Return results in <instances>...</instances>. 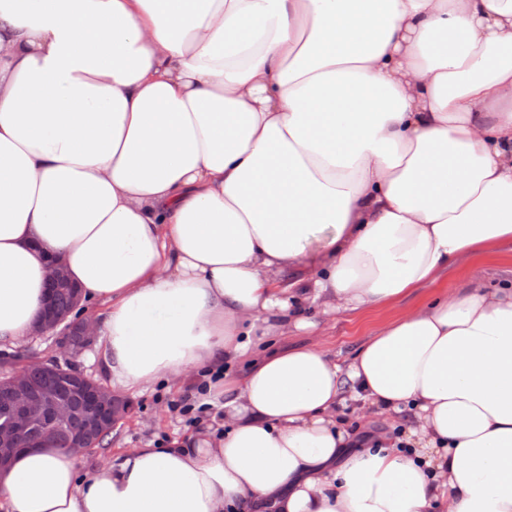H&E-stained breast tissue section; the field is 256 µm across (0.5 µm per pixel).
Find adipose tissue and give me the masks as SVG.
<instances>
[{
  "instance_id": "adipose-tissue-1",
  "label": "adipose tissue",
  "mask_w": 512,
  "mask_h": 512,
  "mask_svg": "<svg viewBox=\"0 0 512 512\" xmlns=\"http://www.w3.org/2000/svg\"><path fill=\"white\" fill-rule=\"evenodd\" d=\"M504 244L512 0H0V346L58 257L113 386L192 375L224 408L88 470L23 452L0 512H512V285L345 365L251 358ZM349 393L401 434L349 432Z\"/></svg>"
}]
</instances>
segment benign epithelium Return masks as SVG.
I'll use <instances>...</instances> for the list:
<instances>
[{
    "instance_id": "obj_1",
    "label": "benign epithelium",
    "mask_w": 512,
    "mask_h": 512,
    "mask_svg": "<svg viewBox=\"0 0 512 512\" xmlns=\"http://www.w3.org/2000/svg\"><path fill=\"white\" fill-rule=\"evenodd\" d=\"M60 288L69 289L72 305L68 310L59 311L54 307V295ZM47 289L34 334L41 335L63 327L64 335L80 338L78 344L71 340L65 343L66 351L74 355L98 336L97 326L88 317L70 319L71 314L80 308L81 296L79 288L69 279L63 262L49 261ZM44 368L57 373L55 387L33 389L26 365L11 370L4 378L12 390L13 402L9 415L0 422V474L12 466L22 451L30 448L24 439L34 428L68 431L66 449L81 456L94 447L97 435L115 429L132 413L129 400L83 372L73 367L63 368L56 363L46 364Z\"/></svg>"
}]
</instances>
